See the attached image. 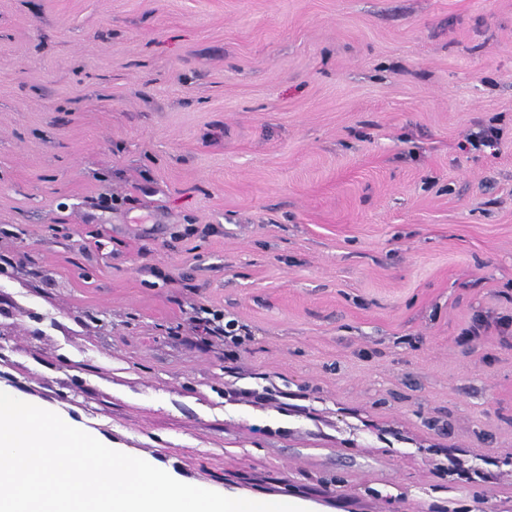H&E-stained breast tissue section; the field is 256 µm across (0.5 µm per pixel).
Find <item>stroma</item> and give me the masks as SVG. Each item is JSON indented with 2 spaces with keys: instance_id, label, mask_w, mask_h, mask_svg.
Here are the masks:
<instances>
[{
  "instance_id": "35a3bbf8",
  "label": "stroma",
  "mask_w": 512,
  "mask_h": 512,
  "mask_svg": "<svg viewBox=\"0 0 512 512\" xmlns=\"http://www.w3.org/2000/svg\"><path fill=\"white\" fill-rule=\"evenodd\" d=\"M0 254V387L112 448L512 512V0H0ZM204 314L207 316H196L198 322V328L202 330L204 334L203 339L208 344L213 343H225L230 340L233 344H242L244 338L247 337L245 333L241 335L243 326H239L235 319L225 320L224 314L217 311L204 310Z\"/></svg>"
}]
</instances>
